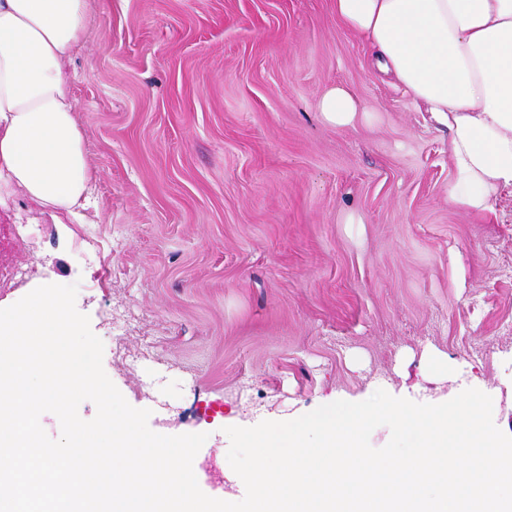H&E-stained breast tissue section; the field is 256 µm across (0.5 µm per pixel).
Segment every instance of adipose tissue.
<instances>
[{
	"mask_svg": "<svg viewBox=\"0 0 512 512\" xmlns=\"http://www.w3.org/2000/svg\"><path fill=\"white\" fill-rule=\"evenodd\" d=\"M93 0H0V201L77 214L94 176L66 68ZM338 22L375 50L377 70L447 127L451 199L490 210L512 187V0H333ZM323 121L363 115L336 85L319 99Z\"/></svg>",
	"mask_w": 512,
	"mask_h": 512,
	"instance_id": "ef3b65f1",
	"label": "adipose tissue"
}]
</instances>
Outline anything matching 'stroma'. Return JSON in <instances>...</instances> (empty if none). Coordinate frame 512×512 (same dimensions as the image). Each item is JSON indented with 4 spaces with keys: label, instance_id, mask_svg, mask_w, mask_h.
<instances>
[{
    "label": "stroma",
    "instance_id": "35a3bbf8",
    "mask_svg": "<svg viewBox=\"0 0 512 512\" xmlns=\"http://www.w3.org/2000/svg\"><path fill=\"white\" fill-rule=\"evenodd\" d=\"M373 54L332 0H95L70 64L84 221L0 208V264L27 271L0 308L77 285L150 429L206 434V495L232 489L225 427L328 398L480 387L512 433V189L454 203L447 128ZM334 85L368 119L323 123Z\"/></svg>",
    "mask_w": 512,
    "mask_h": 512
}]
</instances>
